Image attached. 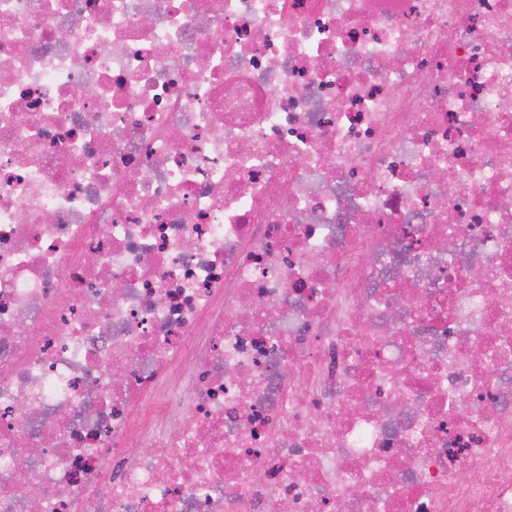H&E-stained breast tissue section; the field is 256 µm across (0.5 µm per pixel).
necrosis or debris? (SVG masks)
<instances>
[{
    "mask_svg": "<svg viewBox=\"0 0 512 512\" xmlns=\"http://www.w3.org/2000/svg\"><path fill=\"white\" fill-rule=\"evenodd\" d=\"M0 512H512V0H0Z\"/></svg>",
    "mask_w": 512,
    "mask_h": 512,
    "instance_id": "4bbe7bcc",
    "label": "necrosis or debris"
}]
</instances>
